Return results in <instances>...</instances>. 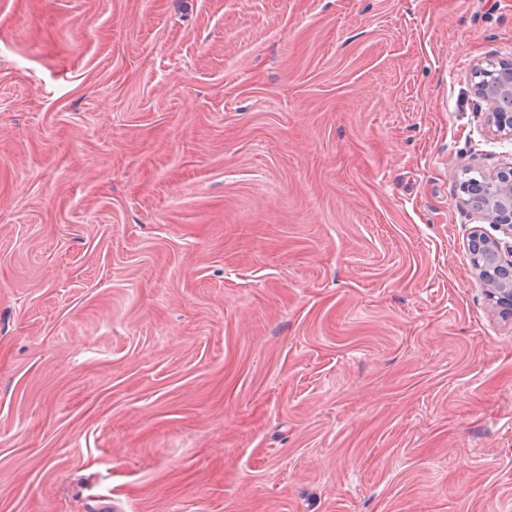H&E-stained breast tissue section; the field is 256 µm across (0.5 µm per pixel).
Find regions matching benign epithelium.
I'll return each instance as SVG.
<instances>
[{
    "mask_svg": "<svg viewBox=\"0 0 512 512\" xmlns=\"http://www.w3.org/2000/svg\"><path fill=\"white\" fill-rule=\"evenodd\" d=\"M495 80H479L485 67L472 69L474 94L485 104L488 130L512 140V59L498 61ZM472 208L496 225L505 238L489 237L475 230L470 239L472 264L489 301L512 319V163L495 169L471 193Z\"/></svg>",
    "mask_w": 512,
    "mask_h": 512,
    "instance_id": "7a95c632",
    "label": "benign epithelium"
}]
</instances>
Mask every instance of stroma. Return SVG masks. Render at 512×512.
I'll list each match as a JSON object with an SVG mask.
<instances>
[{"label": "stroma", "mask_w": 512, "mask_h": 512, "mask_svg": "<svg viewBox=\"0 0 512 512\" xmlns=\"http://www.w3.org/2000/svg\"><path fill=\"white\" fill-rule=\"evenodd\" d=\"M512 0H0V512H512ZM491 63V62H489ZM487 63V67L488 64ZM493 82L480 77L487 67L477 64L472 69L474 94L485 104V123L488 130L500 138L512 140V59L500 60ZM479 80L476 81L475 79ZM472 208L496 225L510 241L474 230L472 264L489 301L512 319V163L495 169L471 193Z\"/></svg>", "instance_id": "1"}]
</instances>
